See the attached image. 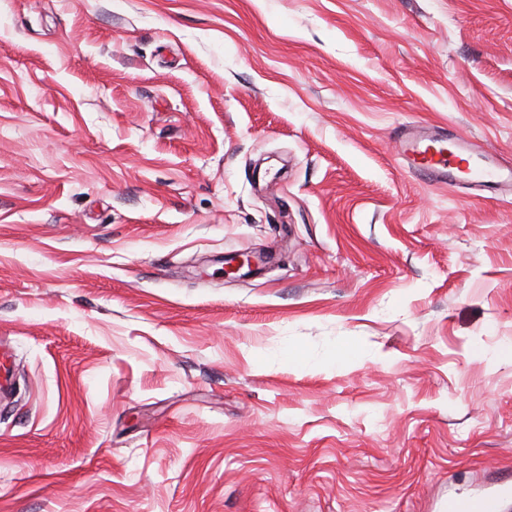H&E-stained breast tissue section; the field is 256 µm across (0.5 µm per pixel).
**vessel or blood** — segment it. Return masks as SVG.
Segmentation results:
<instances>
[{
	"mask_svg": "<svg viewBox=\"0 0 512 512\" xmlns=\"http://www.w3.org/2000/svg\"><path fill=\"white\" fill-rule=\"evenodd\" d=\"M398 141L402 149L401 157L409 170L426 182L446 184L459 180L463 185L480 190L512 183V164L499 163L495 153L479 151L477 145L463 139L458 140V147L467 154L481 153L484 161L472 164L464 172L452 166L446 148L448 136L444 129L439 128L425 135L416 128L408 127L400 131Z\"/></svg>",
	"mask_w": 512,
	"mask_h": 512,
	"instance_id": "b4317fda",
	"label": "vessel or blood"
}]
</instances>
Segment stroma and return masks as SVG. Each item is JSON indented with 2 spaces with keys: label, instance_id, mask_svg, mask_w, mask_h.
Returning <instances> with one entry per match:
<instances>
[{
  "label": "stroma",
  "instance_id": "1",
  "mask_svg": "<svg viewBox=\"0 0 512 512\" xmlns=\"http://www.w3.org/2000/svg\"><path fill=\"white\" fill-rule=\"evenodd\" d=\"M408 124L512 164V0H0V512L512 487V185ZM398 141L402 149L401 158L407 163L409 170L428 183L448 185L449 182L460 179L463 185L480 190L512 183V164L499 163L495 153L483 150L464 139H458L456 145L465 154L479 152L489 162L484 165L472 162L470 167L469 155L466 158L461 157V161L468 163L466 172L451 166L447 150L448 134L443 128L424 135L416 128L408 127L399 132ZM427 142L437 147L432 148Z\"/></svg>",
  "mask_w": 512,
  "mask_h": 512
}]
</instances>
